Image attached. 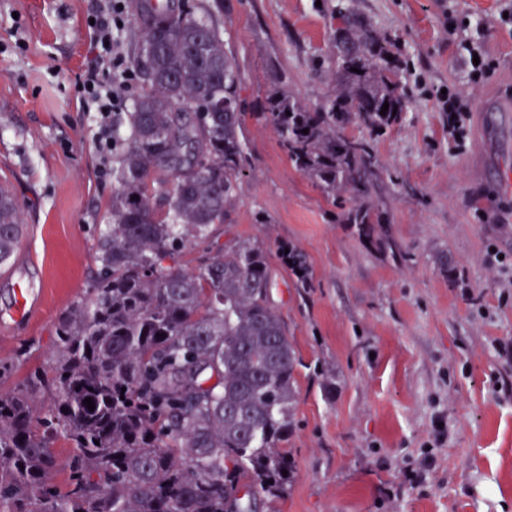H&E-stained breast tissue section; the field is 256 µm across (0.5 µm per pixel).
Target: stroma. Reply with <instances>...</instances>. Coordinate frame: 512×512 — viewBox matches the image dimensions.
Wrapping results in <instances>:
<instances>
[{
	"label": "stroma",
	"instance_id": "stroma-1",
	"mask_svg": "<svg viewBox=\"0 0 512 512\" xmlns=\"http://www.w3.org/2000/svg\"><path fill=\"white\" fill-rule=\"evenodd\" d=\"M221 30L242 82L246 169L216 246L249 239L277 270L272 302L300 363L287 495L259 512H512V0H348L396 39L409 63L410 104L376 142L386 172L372 199L403 254L360 241L338 208L298 172L271 125L256 119L272 68L310 108L332 90L323 60L339 0H220ZM92 0H0V180L24 212V236L0 272V358L36 340L47 360L57 316L87 295L95 244L117 184L102 176L94 113L75 78L91 55ZM481 39L494 61L470 85L461 42ZM472 98L456 147L448 115L424 87ZM265 223H258L257 215ZM301 250L313 287L281 259ZM447 255L457 277L438 258ZM31 309L16 313L19 289ZM336 374L322 390L320 368ZM425 469L424 485L404 469Z\"/></svg>",
	"mask_w": 512,
	"mask_h": 512
}]
</instances>
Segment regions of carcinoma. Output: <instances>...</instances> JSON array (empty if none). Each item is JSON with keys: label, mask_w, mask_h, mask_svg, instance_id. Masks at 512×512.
<instances>
[{"label": "carcinoma", "mask_w": 512, "mask_h": 512, "mask_svg": "<svg viewBox=\"0 0 512 512\" xmlns=\"http://www.w3.org/2000/svg\"><path fill=\"white\" fill-rule=\"evenodd\" d=\"M131 10L144 88L112 145L122 152L99 269L87 297L57 317L46 364L6 390L33 343L0 359V512H254L258 498L280 499L293 481L298 359L271 301L267 250L248 239L209 245L246 154L242 86L220 18L192 0L160 11L133 0ZM336 15L345 26L323 104L310 109L280 75L258 117L327 200L351 197L342 219L358 238L391 250L371 202L383 172L372 144L407 112V64L350 8ZM353 123L370 138L346 137ZM23 224L0 183V267ZM197 244L207 248L186 271L181 254ZM284 260L311 287L306 256L291 247ZM61 436L72 444L63 463L53 451Z\"/></svg>", "instance_id": "cac0c4a2"}]
</instances>
